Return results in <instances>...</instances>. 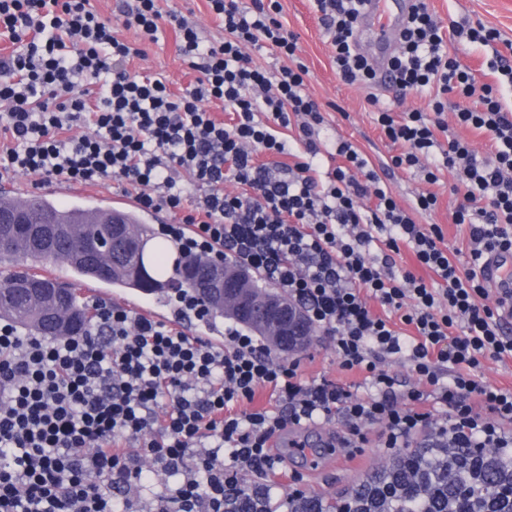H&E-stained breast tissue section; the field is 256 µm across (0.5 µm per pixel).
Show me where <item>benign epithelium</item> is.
Returning a JSON list of instances; mask_svg holds the SVG:
<instances>
[{"label":"benign epithelium","instance_id":"7a95c632","mask_svg":"<svg viewBox=\"0 0 512 512\" xmlns=\"http://www.w3.org/2000/svg\"><path fill=\"white\" fill-rule=\"evenodd\" d=\"M200 290L205 301L217 303L224 307V313L253 324L281 350L297 351L313 335L312 326L293 303L270 289L254 292L249 288V276L223 260L211 261Z\"/></svg>","mask_w":512,"mask_h":512}]
</instances>
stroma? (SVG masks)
<instances>
[{
  "instance_id": "obj_1",
  "label": "stroma",
  "mask_w": 512,
  "mask_h": 512,
  "mask_svg": "<svg viewBox=\"0 0 512 512\" xmlns=\"http://www.w3.org/2000/svg\"><path fill=\"white\" fill-rule=\"evenodd\" d=\"M283 24L298 34L297 55L308 67L307 91L325 113L322 128L323 140L334 143L350 142L376 167L389 191L403 207H410L419 192L428 190L438 197L436 209L420 215L419 223L440 225L444 243L449 253L467 259L470 250L469 228L453 221L459 198L452 191L453 175L441 171L436 184H427L421 173L390 167L392 155L401 151L400 146L383 139L375 118L377 107H388L402 113L413 109L427 110L430 93L414 94L403 103H396L395 88L378 85H345L336 77L332 68L333 48L327 31L320 25L310 0H280ZM431 12L444 28L455 25H476L497 29L501 37L490 45L472 43L465 50H458L456 43H449V53L457 54L460 62L476 71L481 81L500 84V98L506 109L512 110V86L500 83L499 74L486 68L487 60L502 54L512 62V0H428ZM130 68L140 75L165 77L174 92H181L193 83L197 73L176 51L175 33L166 30L158 43L147 45L146 56L131 62ZM301 374L312 380L327 377L344 383H359L360 372L339 369L336 355L328 341L314 337L302 349ZM384 462L376 431H368L363 447L348 450L337 448L325 452L315 469H308L301 459L287 457L288 475L274 476L280 496H287L301 489L310 496L329 498L338 489L366 476Z\"/></svg>"
}]
</instances>
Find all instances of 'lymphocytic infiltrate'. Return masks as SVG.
I'll return each mask as SVG.
<instances>
[{
    "mask_svg": "<svg viewBox=\"0 0 512 512\" xmlns=\"http://www.w3.org/2000/svg\"><path fill=\"white\" fill-rule=\"evenodd\" d=\"M224 38L203 42L180 12L136 0L120 24L90 0H0V170L80 186L115 182L146 211L180 215L170 229L190 256L219 257L262 274L326 336L340 369L364 373L369 393L328 378L306 380L298 356H276L236 324L212 345L184 329L92 301L82 333L41 339L0 326V512H231L240 496L273 512L270 480L285 463L275 447L288 430L341 423L336 442L357 447L379 428L385 459L420 436L448 449L512 447V390L484 381L486 359L512 358L503 311L512 292L487 305L476 264L512 252V112L494 88L450 57L441 29L419 0L391 59L397 100L435 90L430 112L378 110L385 138L402 144L391 165L438 176L440 152L460 202L453 221L469 227L472 269L448 256L439 225L417 215L437 196L402 207L376 169L345 141L340 164L320 176L326 118L306 91L297 36L279 0H207ZM361 0H314L332 36L336 74L372 84L357 39ZM177 34L179 55L198 73L182 93L129 69ZM286 55L269 71L251 50ZM477 99L457 108L458 125L489 133L478 158L461 138L439 144L442 95ZM221 104L231 121L216 119ZM86 131L73 132L75 121ZM295 128L302 150L282 162L275 128ZM238 189L225 191L226 182ZM409 247L433 272L432 288L394 256ZM412 326V333L401 330ZM416 381L401 387L391 365ZM271 405L255 406L259 392Z\"/></svg>",
    "mask_w": 512,
    "mask_h": 512,
    "instance_id": "obj_1",
    "label": "lymphocytic infiltrate"
}]
</instances>
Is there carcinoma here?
Wrapping results in <instances>:
<instances>
[{"mask_svg": "<svg viewBox=\"0 0 512 512\" xmlns=\"http://www.w3.org/2000/svg\"><path fill=\"white\" fill-rule=\"evenodd\" d=\"M125 225L127 237L112 239L115 221ZM154 239L151 227L135 215H101L89 200L62 205L46 195H35L23 203L0 200V267L9 271L0 284V320L19 328L26 336L61 337L82 332L88 325L89 310L77 292L57 281L50 284L66 292L71 320L51 322L45 315L51 304L46 294L14 289L15 281H33L36 269L48 260L62 259L79 277H86L123 288L127 285L148 294L160 292L167 283L160 280L159 253L151 260L137 261L136 249ZM101 242L114 254L124 250L125 259L113 262L102 274L86 245ZM175 271L188 290L197 292L196 283L208 272V261L178 256ZM435 449L416 447L384 468L350 484L336 501L322 497L299 498L293 505L299 512H358L357 507H382L386 512H473L487 495L494 497L499 512H512V499L501 489L512 484V459L490 461L477 457L470 448L439 466L431 464ZM472 486L468 498L460 489Z\"/></svg>", "mask_w": 512, "mask_h": 512, "instance_id": "obj_1", "label": "carcinoma"}]
</instances>
